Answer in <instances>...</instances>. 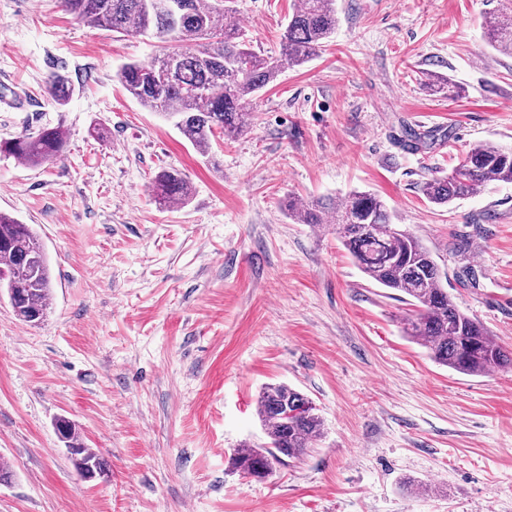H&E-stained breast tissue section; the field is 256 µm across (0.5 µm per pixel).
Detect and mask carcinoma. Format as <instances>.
Returning a JSON list of instances; mask_svg holds the SVG:
<instances>
[{
	"instance_id": "cac0c4a2",
	"label": "carcinoma",
	"mask_w": 512,
	"mask_h": 512,
	"mask_svg": "<svg viewBox=\"0 0 512 512\" xmlns=\"http://www.w3.org/2000/svg\"><path fill=\"white\" fill-rule=\"evenodd\" d=\"M78 21L123 35L152 33L162 52L147 62L124 64L118 78L143 108L169 121L203 156L222 134L235 137L251 124L243 103L271 84L285 66H300L319 56L336 31L335 0H296L277 56L256 52L244 31L228 21L230 0H63ZM489 44L512 55V0H498L486 25ZM47 92L60 106L73 86L54 72ZM66 132L43 128L0 143L6 152L30 165L62 155ZM512 183V151L479 145L463 153L446 176L423 183L429 202L448 205L476 194L491 183ZM158 204H185L190 181L163 170L155 178ZM288 218L296 224H334L344 248L369 280L400 293L412 307L404 333L423 346L438 364L466 375L494 369L512 370V352L503 348L477 319L464 313L443 284L431 251L412 233L398 230L386 202L370 192L354 191L339 200L300 203L288 198ZM0 288L17 317L36 325L44 320L52 298L51 269L33 229L0 213ZM257 414L267 442L243 446L232 458L244 475L263 478L274 464L301 460L323 433L314 402L287 384L265 386ZM83 477L104 472L103 458L84 446L70 421L56 422Z\"/></svg>"
}]
</instances>
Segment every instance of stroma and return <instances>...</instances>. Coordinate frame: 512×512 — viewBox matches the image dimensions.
Masks as SVG:
<instances>
[{"mask_svg": "<svg viewBox=\"0 0 512 512\" xmlns=\"http://www.w3.org/2000/svg\"><path fill=\"white\" fill-rule=\"evenodd\" d=\"M292 4L235 0L255 51L278 53ZM495 4L336 0L326 50L284 68L247 103L250 130L205 157L118 80L156 38L88 27L61 0H0V141L68 134L42 165L0 153V211L37 232L53 278L35 326L0 291V512H512V371L434 363L334 226L284 209L379 195L512 350V183L448 206L421 192L472 146L512 148V56L484 39ZM55 72L74 87L62 107ZM409 128L432 145L408 147ZM164 169L192 182L186 204L156 203ZM270 383L306 393L324 436L248 477L231 458L263 443ZM60 416L104 475L76 471ZM73 89L69 77L65 74L55 72L48 78L47 92L52 101L57 105H65L72 95Z\"/></svg>", "mask_w": 512, "mask_h": 512, "instance_id": "1", "label": "stroma"}]
</instances>
